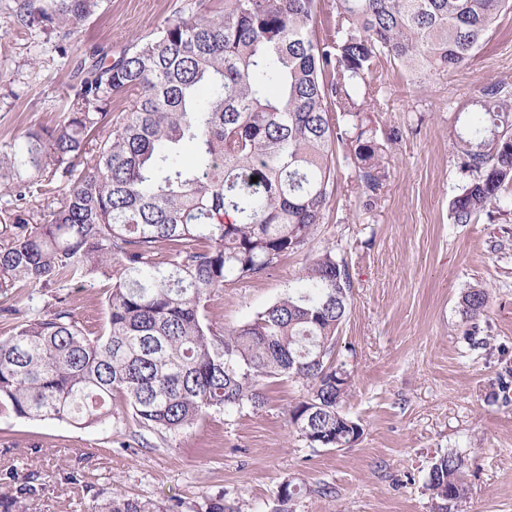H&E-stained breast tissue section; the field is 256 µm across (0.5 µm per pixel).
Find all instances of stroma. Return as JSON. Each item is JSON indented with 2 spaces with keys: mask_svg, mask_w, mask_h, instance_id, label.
<instances>
[{
  "mask_svg": "<svg viewBox=\"0 0 512 512\" xmlns=\"http://www.w3.org/2000/svg\"><path fill=\"white\" fill-rule=\"evenodd\" d=\"M0 0V160L32 129L57 124L71 65L94 47L120 53L169 19L223 10L224 0H105L66 41L69 64L53 45L34 52ZM382 93L366 122L386 143L385 176L376 190L358 185L336 150L337 191L310 252L333 247L352 282L335 348L352 377L345 413L363 433L346 448H312L289 420L307 392L301 380H268L260 408L213 411L192 429L146 433L142 447L123 441L121 401L111 423L80 428L57 420L0 416V496L15 491L6 472L34 476L37 491L22 512H87L94 491L121 487L144 501L199 512L223 497L241 512H270L284 483L300 486L291 512H435L423 483L434 456L468 457L464 512H512V212L497 209L469 224L452 223L449 202L466 176L450 131L459 107L488 82H512V14L502 17L469 64L419 81L382 63ZM396 140H389L390 132ZM51 197L15 201L0 176V230L15 217L48 220ZM302 255L263 277L229 281L211 300L215 318L242 323L275 302L298 275ZM487 289L480 334L468 350L459 315L462 293ZM69 308L92 327L105 321V287L65 288ZM79 483H71L69 473ZM329 495H321V488Z\"/></svg>",
  "mask_w": 512,
  "mask_h": 512,
  "instance_id": "1",
  "label": "stroma"
}]
</instances>
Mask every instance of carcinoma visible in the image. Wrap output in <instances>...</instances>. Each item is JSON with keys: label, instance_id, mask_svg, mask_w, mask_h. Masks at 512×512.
<instances>
[{"label": "carcinoma", "instance_id": "1", "mask_svg": "<svg viewBox=\"0 0 512 512\" xmlns=\"http://www.w3.org/2000/svg\"><path fill=\"white\" fill-rule=\"evenodd\" d=\"M102 2L8 8L32 47L54 35L64 56ZM510 12L512 0H338L318 38L316 0H224L116 58L95 51L69 84L65 117L29 131L6 162L17 201L57 176L68 190L47 222L18 217L5 230L0 297L102 280L106 328L91 331L58 295L23 313L1 305L0 416L90 428L112 419L119 397L140 429L180 434L212 410L261 407L263 381L288 376L308 386L289 419L309 447L355 443L361 427L342 410L351 376L333 359L352 284L332 248L306 256L283 296L239 325L216 320L210 302L225 282L303 251L336 188L337 146L349 147L357 181L377 186L384 144L363 112L381 60L421 80L461 68ZM451 139L467 175L451 218L470 224L512 198V83L486 84ZM186 141L192 166L180 160ZM488 304L483 289L462 296L471 350L487 346ZM467 467L457 451L431 464L424 488L444 512H461ZM35 491L22 483L0 512ZM93 499L90 512H169L117 488Z\"/></svg>", "mask_w": 512, "mask_h": 512}]
</instances>
